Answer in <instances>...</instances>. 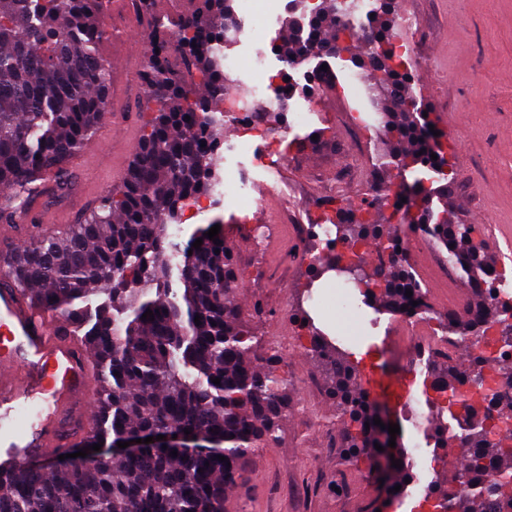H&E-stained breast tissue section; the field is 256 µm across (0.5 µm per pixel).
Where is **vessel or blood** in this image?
<instances>
[{"label": "vessel or blood", "mask_w": 512, "mask_h": 512, "mask_svg": "<svg viewBox=\"0 0 512 512\" xmlns=\"http://www.w3.org/2000/svg\"><path fill=\"white\" fill-rule=\"evenodd\" d=\"M95 367L74 328L62 317L28 303L22 288L0 277V427L19 410L34 417L11 440L18 459L51 468V447L63 425V411L89 392Z\"/></svg>", "instance_id": "1"}]
</instances>
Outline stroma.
Wrapping results in <instances>:
<instances>
[{
  "label": "stroma",
  "mask_w": 512,
  "mask_h": 512,
  "mask_svg": "<svg viewBox=\"0 0 512 512\" xmlns=\"http://www.w3.org/2000/svg\"><path fill=\"white\" fill-rule=\"evenodd\" d=\"M104 23L119 31L118 37L99 46L102 59L113 67L107 108L126 113L130 126L125 139H116L111 119H104L92 140L93 150L80 152L74 189L66 196L40 202L24 218L30 236H37L45 216L64 218L84 211L87 197L111 193L126 172L148 118L146 89L138 79L149 50L148 35L138 34L140 49L135 52L129 45L135 32L132 23L112 16ZM395 30L405 35L416 75L427 79L425 102L439 127L452 134L448 142V221L475 225V239L483 241L497 268L512 276V248L502 237L486 231L490 225L512 227V0H408V10L398 15ZM287 36V29L278 22L258 28L235 48L248 55L265 54L268 70L275 74L282 63L273 48ZM331 64L338 74L337 86L316 96L308 124L296 125L294 113L284 115L281 127L297 144L288 164L275 159L266 166L257 163L258 131L232 125L224 132V144L216 156L223 178H243L252 187L266 184L267 194L247 207L224 199L182 224L181 235L186 238L210 220H222L225 244L241 278L239 317L262 336L267 347L282 352L288 374L292 409L281 424L279 440L250 457L243 481L225 496V512H364L377 495L366 466H343L337 448L329 444L341 426L331 418V402L315 361L289 349L290 342L302 333L295 313L309 281L308 268H292L285 281L268 276L269 269L289 266V256L300 246L297 231L333 192L336 168L350 145L343 112L370 109L367 100L350 92L347 77L356 66L348 55L333 58ZM316 128L323 130V137L308 142ZM271 167L276 168L277 179L269 178ZM257 224L267 227L261 248L250 233ZM437 254L435 243L424 239L416 245L410 264L428 290L434 316L441 318L448 310H464L471 295L463 288L449 296L447 283L433 274ZM317 317L329 329L351 331L354 340L345 347L348 361L372 369L382 381L399 382L404 364L392 358L389 342L400 330L390 313H381L373 321L354 315L342 319L326 308L318 310ZM376 399L388 405L393 423L400 427L403 448L424 441V419L415 413L414 402L394 406L381 393ZM335 481L345 484V494L331 490Z\"/></svg>",
  "instance_id": "1"
}]
</instances>
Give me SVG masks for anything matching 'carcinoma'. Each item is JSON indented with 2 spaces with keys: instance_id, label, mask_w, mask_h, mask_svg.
<instances>
[{
  "instance_id": "carcinoma-1",
  "label": "carcinoma",
  "mask_w": 512,
  "mask_h": 512,
  "mask_svg": "<svg viewBox=\"0 0 512 512\" xmlns=\"http://www.w3.org/2000/svg\"><path fill=\"white\" fill-rule=\"evenodd\" d=\"M352 0H319L308 25L288 20V43L280 49L285 68L311 58L336 56V38L347 29L339 16ZM393 0H373L367 17L373 47L363 64L372 75L368 95L382 100L374 120L385 139L377 166L426 170L437 186L417 178L404 185L415 197L409 221L435 240L448 264L471 287L474 301L463 317L446 318L445 329L467 345L468 359L428 361L441 389L481 386L489 371L512 383V294L480 287L497 280V267L474 243L471 224H450L434 204L447 185L444 135L417 101L408 50L381 17ZM148 28L150 50L140 79L149 92L152 117L121 184L101 198L81 224L62 236L34 239L8 266L34 305L61 314L83 333L84 344L100 367L98 426L89 444L125 441L165 431L203 433L223 443L207 454L146 448L134 460L56 464H0V512H224L227 491L244 478V461L278 440L288 415V379L282 356L260 352L262 340L238 319L239 276L233 255L204 236L216 219L199 227L186 242L164 233L179 223L185 201L205 196L221 182L214 148L224 141L221 105L237 93L224 71V50L236 39L232 0H197L177 18L156 11L155 0H133ZM112 0H0V223L11 224L20 211L53 184L69 188L67 161L81 151L106 116L112 72L98 47L108 35L103 24ZM398 100L413 104L395 109ZM437 159H432V155ZM326 234L345 243L397 245V230L339 209ZM200 248H193L197 239ZM220 253H215V250ZM183 292L173 288V271ZM352 284L380 301L391 313L413 295H428L406 263L373 279L357 270ZM151 310L154 320L142 315ZM200 323H195L194 319ZM306 353L325 375L336 420L343 424L338 448L344 462L368 465L372 479L383 480L382 497L366 512L385 507L402 492L396 474L407 467L402 448H388V430L374 424L375 400L358 384V369L312 325ZM220 379L215 384L212 379ZM512 413V393L482 402L458 400L442 406L435 422V447H463L466 487L448 477L454 512H512V431L486 430L487 412ZM456 422L448 427L444 413ZM380 444L383 450L375 448ZM224 456L227 461L219 460ZM394 458L401 467L378 468Z\"/></svg>"
}]
</instances>
